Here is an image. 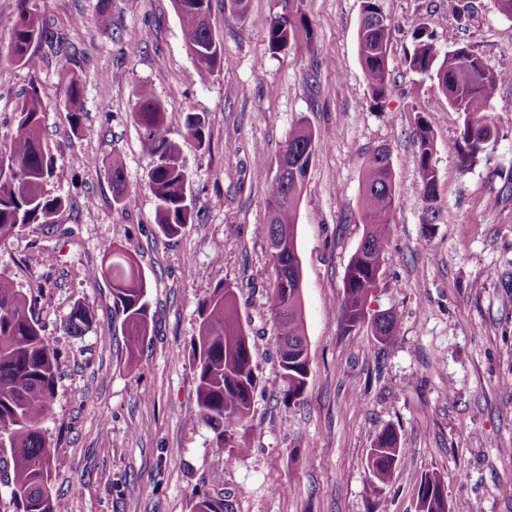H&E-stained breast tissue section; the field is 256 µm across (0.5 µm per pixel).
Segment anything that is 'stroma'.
Listing matches in <instances>:
<instances>
[{
    "label": "stroma",
    "mask_w": 512,
    "mask_h": 512,
    "mask_svg": "<svg viewBox=\"0 0 512 512\" xmlns=\"http://www.w3.org/2000/svg\"><path fill=\"white\" fill-rule=\"evenodd\" d=\"M49 35L28 69L0 63V144L30 87L47 96L68 67L83 84L80 127L61 104L43 141L56 159L48 184L63 205L52 225L0 240V273L37 297L36 317L59 352L57 392L43 423L53 452L51 492L67 512H193L200 496L234 512H415L425 475L440 474L452 512H512V84L492 115L497 139L473 168L457 163L461 116L433 82L405 67L413 30L433 29L441 51L471 44L493 70L512 71V18L495 0H381L394 23L395 79L374 103L360 64V0H249L245 17L211 0L224 67L200 81L170 0H36ZM286 20L285 51L267 22ZM151 87L179 143L195 200L192 224L164 235L145 178L153 158L133 119L136 86ZM208 120L204 145L184 140L187 114ZM433 125L441 214L424 236L415 195L413 132ZM325 143L299 206L311 370L304 400L283 398L276 331L266 316L272 249L266 177L299 120ZM390 150L397 210L370 307L395 312L397 336L342 332L339 301L364 224V165ZM124 162L130 188L114 202L105 166ZM136 253L147 281L150 333L128 364L106 281L85 278L110 246ZM235 291L258 367L249 451L226 465L196 417L191 339L207 287ZM96 315L66 332L75 303ZM401 436L389 486L365 467L376 434Z\"/></svg>",
    "instance_id": "1"
}]
</instances>
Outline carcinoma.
<instances>
[{"mask_svg": "<svg viewBox=\"0 0 512 512\" xmlns=\"http://www.w3.org/2000/svg\"><path fill=\"white\" fill-rule=\"evenodd\" d=\"M30 0H17L10 18L11 43L0 62L33 69L38 65L35 48L46 39L40 16L28 9ZM182 23L183 37L199 78L207 80L224 67V46L212 38L209 22L211 0H171ZM357 48L373 102L387 96L392 82L388 47L394 25L383 13L380 0H361ZM270 50L288 47L287 24L272 19L267 25ZM415 48L406 58L407 69L426 75L449 106L462 114L457 141V163L462 169L474 166L497 138L492 106L498 89L512 83V72L485 70L474 49L441 52L426 24L413 33ZM60 102L70 114L71 124L82 122L80 107L83 87L67 70L59 76ZM134 119L144 129L142 145L154 157L146 184L156 201V224L167 236L181 232L193 217V199L187 172L180 161L179 145L167 137L166 112L153 90L136 88ZM47 105L33 87L17 106V127L8 146L0 148V239L29 224H49L62 206L46 186L54 173V158L42 138ZM208 123L205 117H187L183 136L203 145ZM324 148L306 121H299L283 145L289 168L267 180L269 238L282 245L272 253V283L267 293L268 320L279 337V366L285 384L284 398L300 402L310 374V355L305 333L302 297V268L296 261L298 206L315 155ZM435 141L431 123L422 118L414 133V163L419 174L416 192L423 205L424 231L439 219L438 171L433 162ZM389 153L374 150L365 162L362 218L365 232L344 277L340 301L341 328L350 332L366 322L367 303L380 288V268L396 212L395 187ZM107 174L121 205L128 193L123 163L112 159ZM85 277L107 279L112 287L113 316L121 320L129 359H134L150 332L147 281L133 254L119 247L107 249L100 266ZM37 299L25 294L16 283L0 276V436L9 450L11 469L5 470L11 498L22 512H65L61 499L52 495L50 482L53 455L43 423L53 404L58 380V351L42 333L34 318ZM200 322L191 342L196 377L197 418L215 433L216 447L224 450V461L234 463L245 453V435L254 407L258 385L249 336L239 317L238 299L232 288L217 285L207 289L199 304ZM95 323L94 312L81 304L69 312L66 331L81 336ZM380 343L391 341L399 329L390 312L374 320ZM402 452L400 436L391 427L372 441L366 469L373 486L381 489L392 480ZM195 512H231L230 504L207 496L198 499ZM440 476L421 481L417 512H448Z\"/></svg>", "mask_w": 512, "mask_h": 512, "instance_id": "obj_1", "label": "carcinoma"}]
</instances>
